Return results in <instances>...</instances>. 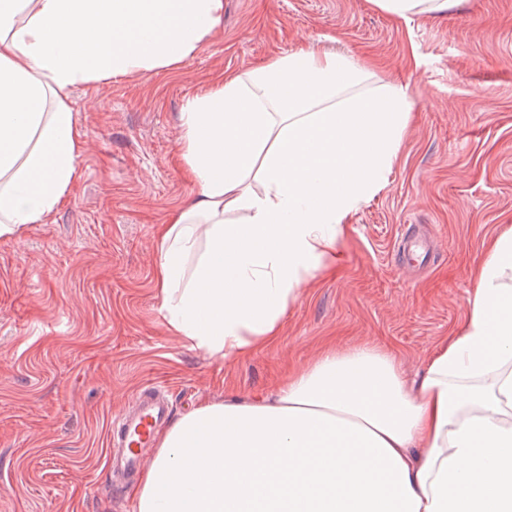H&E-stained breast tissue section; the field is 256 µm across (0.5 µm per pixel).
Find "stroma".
Instances as JSON below:
<instances>
[{
	"instance_id": "35a3bbf8",
	"label": "stroma",
	"mask_w": 512,
	"mask_h": 512,
	"mask_svg": "<svg viewBox=\"0 0 512 512\" xmlns=\"http://www.w3.org/2000/svg\"><path fill=\"white\" fill-rule=\"evenodd\" d=\"M300 44L407 86V138L386 186L349 219L342 260L304 288L281 336L216 361L168 330L156 287L160 224L188 204L180 113L220 72ZM78 176L49 223L0 238V512H134L109 480L112 419L145 383L175 416L260 397L324 350L390 351L407 380L463 322L473 271L512 225V0H460L406 22L371 0H224V23L179 66L74 87ZM420 225L435 256L403 274L394 246Z\"/></svg>"
}]
</instances>
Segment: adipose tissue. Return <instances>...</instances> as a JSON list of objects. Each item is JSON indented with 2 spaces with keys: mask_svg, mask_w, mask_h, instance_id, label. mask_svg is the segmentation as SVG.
Wrapping results in <instances>:
<instances>
[{
  "mask_svg": "<svg viewBox=\"0 0 512 512\" xmlns=\"http://www.w3.org/2000/svg\"><path fill=\"white\" fill-rule=\"evenodd\" d=\"M224 0H0V238L57 210L82 152L73 87L179 65ZM405 87L299 46L209 80L182 112L195 193L158 234L170 332L211 358L280 336L340 261L407 134ZM242 214L229 223L232 214ZM136 512H512V225L463 323L409 384L375 347L324 351L271 396L205 400L159 436Z\"/></svg>",
  "mask_w": 512,
  "mask_h": 512,
  "instance_id": "ef3b65f1",
  "label": "adipose tissue"
}]
</instances>
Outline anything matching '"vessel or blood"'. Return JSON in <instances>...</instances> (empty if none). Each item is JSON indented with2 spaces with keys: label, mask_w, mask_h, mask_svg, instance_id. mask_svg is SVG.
I'll return each mask as SVG.
<instances>
[{
  "label": "vessel or blood",
  "mask_w": 512,
  "mask_h": 512,
  "mask_svg": "<svg viewBox=\"0 0 512 512\" xmlns=\"http://www.w3.org/2000/svg\"><path fill=\"white\" fill-rule=\"evenodd\" d=\"M171 411L168 390L148 384L136 392L132 406L113 420L108 464L115 487H123L139 477L145 456Z\"/></svg>",
  "instance_id": "obj_1"
}]
</instances>
